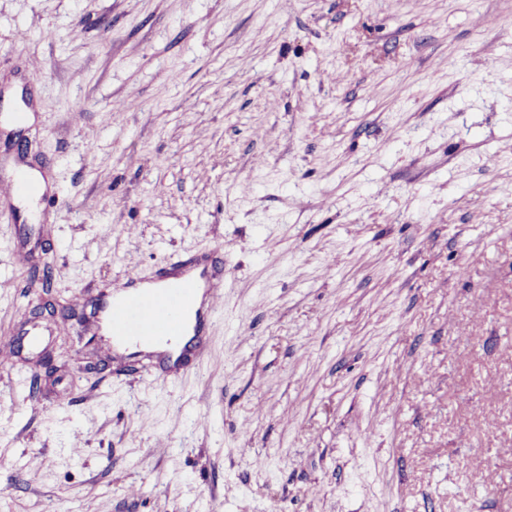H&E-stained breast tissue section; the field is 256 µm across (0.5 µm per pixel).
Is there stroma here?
Returning <instances> with one entry per match:
<instances>
[{
	"mask_svg": "<svg viewBox=\"0 0 512 512\" xmlns=\"http://www.w3.org/2000/svg\"><path fill=\"white\" fill-rule=\"evenodd\" d=\"M28 169L0 512H512V0H0ZM193 256L223 310L165 383L99 310Z\"/></svg>",
	"mask_w": 512,
	"mask_h": 512,
	"instance_id": "1",
	"label": "stroma"
}]
</instances>
